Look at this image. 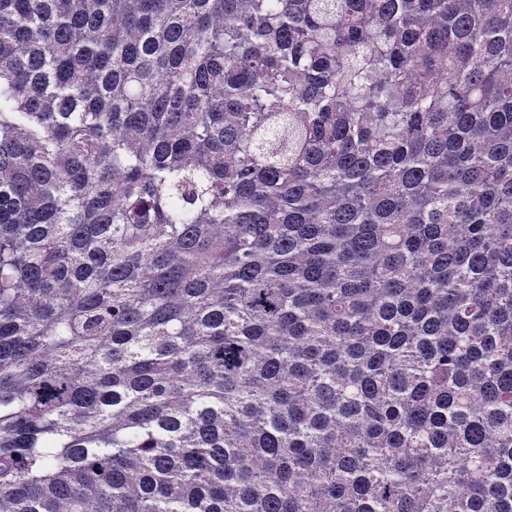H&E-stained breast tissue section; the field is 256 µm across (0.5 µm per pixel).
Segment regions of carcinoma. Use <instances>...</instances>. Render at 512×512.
<instances>
[{
  "instance_id": "1",
  "label": "carcinoma",
  "mask_w": 512,
  "mask_h": 512,
  "mask_svg": "<svg viewBox=\"0 0 512 512\" xmlns=\"http://www.w3.org/2000/svg\"><path fill=\"white\" fill-rule=\"evenodd\" d=\"M0 512H512V0H0Z\"/></svg>"
}]
</instances>
